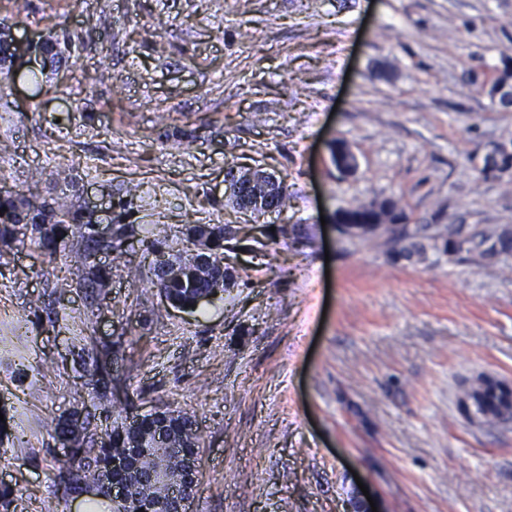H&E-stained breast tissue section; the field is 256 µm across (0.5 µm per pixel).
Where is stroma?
Returning a JSON list of instances; mask_svg holds the SVG:
<instances>
[{"instance_id": "1", "label": "stroma", "mask_w": 512, "mask_h": 512, "mask_svg": "<svg viewBox=\"0 0 512 512\" xmlns=\"http://www.w3.org/2000/svg\"><path fill=\"white\" fill-rule=\"evenodd\" d=\"M74 62L0 98V189L78 201L139 189L146 219L85 256L0 240V489L10 512H88L52 476L46 425L91 431L158 409L193 415L191 512H512V421H471L463 383L512 382V255L395 258L389 231L348 236L341 208L401 198L406 229L512 225V180L475 168L512 140V108L470 83L512 58V0H28ZM358 159L331 162L334 140ZM278 173L288 206L233 208L227 168ZM189 224L232 226L231 280L192 311L153 283L148 248L189 257ZM299 225L300 242L282 225ZM106 268L105 288H82ZM99 365L103 378L87 385Z\"/></svg>"}]
</instances>
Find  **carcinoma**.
<instances>
[{"instance_id": "carcinoma-1", "label": "carcinoma", "mask_w": 512, "mask_h": 512, "mask_svg": "<svg viewBox=\"0 0 512 512\" xmlns=\"http://www.w3.org/2000/svg\"><path fill=\"white\" fill-rule=\"evenodd\" d=\"M46 34L43 36L42 50L45 54L43 65L38 70L29 69L24 77L36 87H41L48 78L47 66L62 61L56 52L58 38L56 35V17L48 15L43 18ZM11 27L0 23V94L10 87L13 80L16 57L12 48ZM481 72L472 75L473 83L489 85L491 100L505 104V93L501 88L512 84V60L503 61V66L496 69L491 83L480 81ZM506 161L499 158L495 149H490L482 159V165L476 168L478 175L484 179L503 177ZM346 224H401L407 220L401 199L388 197L380 201L360 204L352 209L340 211ZM92 218L81 204H59L53 206L41 201L31 193L0 190V239L23 241L30 239L38 243L49 259L54 260L65 252L69 238L75 234L84 240L87 255L105 245L95 239L91 229ZM408 244L394 252V256L406 259H426V246L419 241L410 240L408 233L402 234ZM433 248L450 255L464 252L471 258L492 263L502 255L512 254V228L505 224H450L446 232L431 237ZM224 290V281L216 278L207 280L197 276L194 270L184 279L163 285L162 291L167 299L186 308H195L197 297L202 293L212 295ZM57 434L70 439L84 448L79 459H70L59 468V479L65 492L76 491L85 481L104 473L113 474L127 482V495L131 507L144 512H170L172 499L169 485L176 482L179 475L170 469L167 478L148 482V477L155 472L158 465L153 453L138 450L140 439L152 435L153 431L163 428L169 432L173 454L169 461L193 458L197 454L198 437L193 430L192 415L185 410H171L157 417L144 415L140 417L137 427L130 425L106 429L98 436L89 434L88 425L80 420L78 412H73L67 419L54 418ZM117 460H127L129 464L124 471H112Z\"/></svg>"}]
</instances>
